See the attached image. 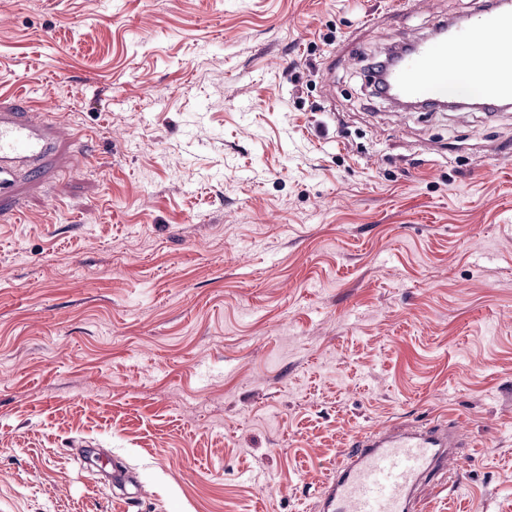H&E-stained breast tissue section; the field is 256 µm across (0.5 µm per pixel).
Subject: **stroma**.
Listing matches in <instances>:
<instances>
[{
    "mask_svg": "<svg viewBox=\"0 0 512 512\" xmlns=\"http://www.w3.org/2000/svg\"><path fill=\"white\" fill-rule=\"evenodd\" d=\"M479 6L0 0V105L59 136L0 197V512H317L360 432L438 416L468 446L416 512H512V109L367 71Z\"/></svg>",
    "mask_w": 512,
    "mask_h": 512,
    "instance_id": "obj_1",
    "label": "stroma"
}]
</instances>
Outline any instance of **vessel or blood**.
Segmentation results:
<instances>
[{"mask_svg": "<svg viewBox=\"0 0 512 512\" xmlns=\"http://www.w3.org/2000/svg\"><path fill=\"white\" fill-rule=\"evenodd\" d=\"M485 102L512 106V9L468 23L437 39L413 42L392 75L395 90L413 101L447 98L448 80L467 83L476 60ZM56 150L53 115L0 107V195L39 176ZM459 445L447 420L423 426L393 425L360 435L336 464L318 494L320 512H410L418 485L434 480Z\"/></svg>", "mask_w": 512, "mask_h": 512, "instance_id": "1", "label": "vessel or blood"}]
</instances>
